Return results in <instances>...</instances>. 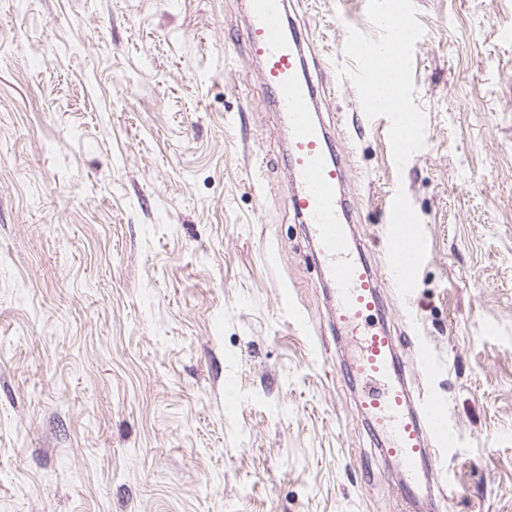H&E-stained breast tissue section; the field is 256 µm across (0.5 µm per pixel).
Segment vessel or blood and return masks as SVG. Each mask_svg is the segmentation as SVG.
<instances>
[{"mask_svg": "<svg viewBox=\"0 0 512 512\" xmlns=\"http://www.w3.org/2000/svg\"><path fill=\"white\" fill-rule=\"evenodd\" d=\"M246 38L261 65L263 86L277 111L288 118L287 170L297 219L303 224L325 284L336 296L338 329L355 338L359 352L349 366L352 379L367 390L361 414L384 438V453L405 471L410 501H418L419 478L435 469L436 449L454 447L457 431L449 424L447 406L439 393L411 397L405 363L385 323H371L384 311L381 288L391 283L405 302H412L416 276L426 259L421 232L405 200L392 196L385 205L386 275H378L364 257L352 231L351 214L342 199L345 182L343 151L316 109L313 83L303 44L307 37L288 16L283 0H246ZM412 37L408 14L393 8L386 14V41L394 47L388 59L397 77H404ZM392 140L396 157L410 154L422 137L418 119L407 112L393 115ZM413 363L427 375L439 374L443 362L423 341L411 351Z\"/></svg>", "mask_w": 512, "mask_h": 512, "instance_id": "b4317fda", "label": "vessel or blood"}]
</instances>
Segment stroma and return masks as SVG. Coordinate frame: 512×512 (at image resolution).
Masks as SVG:
<instances>
[{"mask_svg": "<svg viewBox=\"0 0 512 512\" xmlns=\"http://www.w3.org/2000/svg\"><path fill=\"white\" fill-rule=\"evenodd\" d=\"M241 2L0 0V512H438L358 412ZM396 4L399 164L363 81ZM288 9L367 258L392 193L426 237L420 309L383 301L446 365L406 369L459 435L446 512H512V0ZM391 125L392 140L396 159L404 158L418 145L422 137V128L418 119L407 112H393Z\"/></svg>", "mask_w": 512, "mask_h": 512, "instance_id": "1", "label": "stroma"}]
</instances>
